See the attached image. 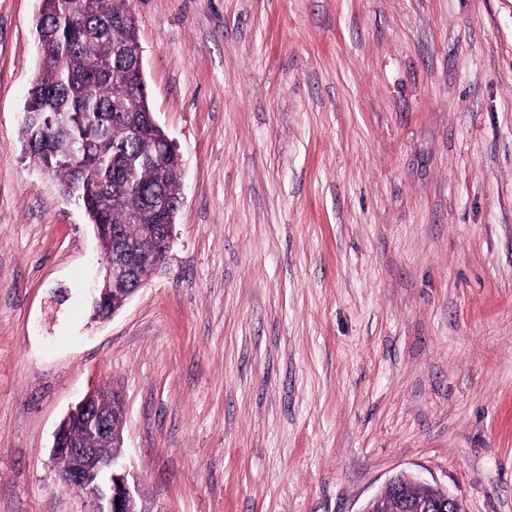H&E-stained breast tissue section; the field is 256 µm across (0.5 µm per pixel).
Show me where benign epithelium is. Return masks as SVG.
Segmentation results:
<instances>
[{"instance_id":"obj_1","label":"benign epithelium","mask_w":512,"mask_h":512,"mask_svg":"<svg viewBox=\"0 0 512 512\" xmlns=\"http://www.w3.org/2000/svg\"><path fill=\"white\" fill-rule=\"evenodd\" d=\"M97 238H112L116 242L117 256L101 262L104 278L112 280H131L135 282L132 292H137L148 278L158 272L169 257L173 240V225L148 224L145 233L155 247L141 252L138 267L125 264L119 256L137 251L139 247L125 241L110 224L94 225ZM128 302H112L107 305L104 290L100 287L92 293V321H104L120 311ZM112 393L123 400L119 392L110 387H100L88 392L72 408L60 423L54 436L51 449L53 459L64 457L69 467L61 473L63 483L70 489L82 493L92 504L89 512H160L154 505L142 498L138 477H129L121 464V456L106 455L98 448H88L84 441L71 437V427L79 425L85 433L105 432L109 425L102 420L101 409L106 400L104 394ZM398 512H465L462 503L455 497L443 492L436 498L417 502H403Z\"/></svg>"}]
</instances>
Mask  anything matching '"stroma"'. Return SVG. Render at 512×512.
I'll use <instances>...</instances> for the list:
<instances>
[{
	"mask_svg": "<svg viewBox=\"0 0 512 512\" xmlns=\"http://www.w3.org/2000/svg\"><path fill=\"white\" fill-rule=\"evenodd\" d=\"M38 7L0 0V512H87L51 447L103 384L167 512H362L399 472L512 512V0H130L183 206L101 323L24 153Z\"/></svg>",
	"mask_w": 512,
	"mask_h": 512,
	"instance_id": "obj_1",
	"label": "stroma"
}]
</instances>
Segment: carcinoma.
<instances>
[{"mask_svg": "<svg viewBox=\"0 0 512 512\" xmlns=\"http://www.w3.org/2000/svg\"><path fill=\"white\" fill-rule=\"evenodd\" d=\"M71 2L41 0L37 22L52 49L42 54L25 107L41 117L24 124L23 136L29 148L51 154L49 173L74 189L77 200H98L86 209L91 223L104 220L134 239L141 225L160 223L153 197L178 199L179 182L162 180L157 167L142 163L163 144L165 130L129 133L150 103L147 84L134 86L126 78L135 65L122 47L130 34L113 25L132 15L128 0H88L79 14L71 11ZM83 144L96 147L98 157L77 181L73 153Z\"/></svg>", "mask_w": 512, "mask_h": 512, "instance_id": "carcinoma-1", "label": "carcinoma"}]
</instances>
